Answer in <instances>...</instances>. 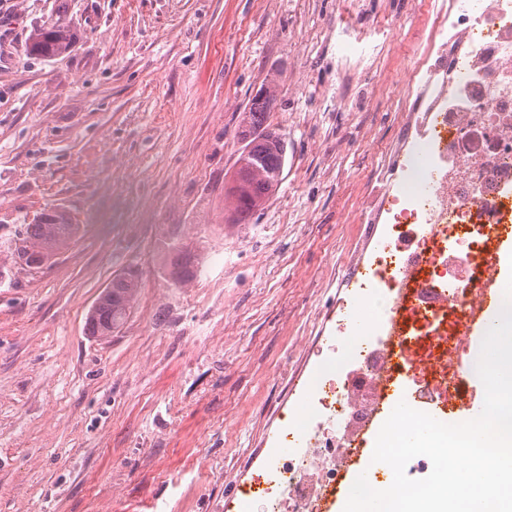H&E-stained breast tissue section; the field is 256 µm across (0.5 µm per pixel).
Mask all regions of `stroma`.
<instances>
[{
  "label": "stroma",
  "mask_w": 512,
  "mask_h": 512,
  "mask_svg": "<svg viewBox=\"0 0 512 512\" xmlns=\"http://www.w3.org/2000/svg\"><path fill=\"white\" fill-rule=\"evenodd\" d=\"M443 0H68L70 53L29 50L55 0H0V512H243L309 401L396 177L415 97L401 74ZM274 89L283 180L245 224L225 192L238 117ZM56 208L79 238L13 269ZM201 271L175 283L172 241ZM139 291L112 336L87 317ZM139 290L138 275L124 272L112 279L98 306L91 309L87 326L91 336H110L127 318ZM99 296V297H100Z\"/></svg>",
  "instance_id": "1"
}]
</instances>
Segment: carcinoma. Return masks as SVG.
Wrapping results in <instances>:
<instances>
[{
    "label": "carcinoma",
    "mask_w": 512,
    "mask_h": 512,
    "mask_svg": "<svg viewBox=\"0 0 512 512\" xmlns=\"http://www.w3.org/2000/svg\"><path fill=\"white\" fill-rule=\"evenodd\" d=\"M73 44L74 34L59 19L33 29L30 35V51L39 56L66 54ZM275 102L274 92L264 89L240 113V137L245 143L251 170L246 192L238 194L231 190L227 193V197L233 200L237 223L248 220L261 209L280 185L274 177L284 168L287 150L286 145L274 140L275 131L268 123ZM79 233L80 225L72 223L65 212L45 210L32 223L23 225L16 235L10 248L12 261L23 269L36 270L56 251L69 245ZM138 290V276L124 272L114 277L98 306L88 315L90 335H112L127 318Z\"/></svg>",
    "instance_id": "obj_1"
}]
</instances>
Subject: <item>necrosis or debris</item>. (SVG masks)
<instances>
[{"mask_svg":"<svg viewBox=\"0 0 512 512\" xmlns=\"http://www.w3.org/2000/svg\"><path fill=\"white\" fill-rule=\"evenodd\" d=\"M429 33L440 40L437 51L409 69L421 83L412 110L416 134L395 188L379 205L389 242L374 255L373 290L336 360L311 380L316 409L294 420L310 445L283 456L274 470L270 491L280 512H320V498L342 480L350 452L337 421L366 428L391 386L409 379L412 346L428 350L425 372L409 379L417 410L455 407L480 354L465 322L497 258L490 227L512 223V0H455L453 12L430 18ZM360 336L391 337L395 349L360 353ZM355 357L357 382L368 394L360 404L338 380L340 364ZM458 357L466 360L459 369Z\"/></svg>","mask_w":512,"mask_h":512,"instance_id":"4bbe7bcc","label":"necrosis or debris"}]
</instances>
